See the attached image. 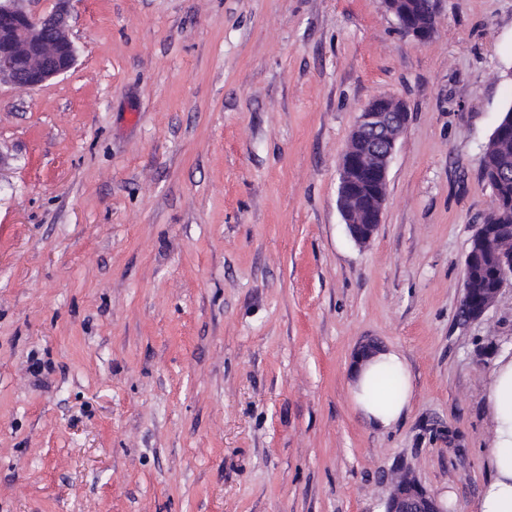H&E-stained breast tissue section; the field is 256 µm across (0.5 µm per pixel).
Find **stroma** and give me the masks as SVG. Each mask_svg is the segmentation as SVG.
Listing matches in <instances>:
<instances>
[{"mask_svg":"<svg viewBox=\"0 0 512 512\" xmlns=\"http://www.w3.org/2000/svg\"><path fill=\"white\" fill-rule=\"evenodd\" d=\"M68 28L66 75L0 84V512H383L400 465L473 512L512 286L457 312L512 0H441L424 44L380 0H69ZM377 95L410 118L362 248L339 162ZM365 338L412 380L384 432ZM393 370L399 375L401 385L395 397L397 377L389 374L382 379L385 372ZM350 392L357 410L369 426L375 430H387L403 416L408 408L413 386L409 379L402 357L394 350L381 349L380 352L356 366L352 373Z\"/></svg>","mask_w":512,"mask_h":512,"instance_id":"35a3bbf8","label":"stroma"}]
</instances>
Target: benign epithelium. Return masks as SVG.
<instances>
[{
	"label": "benign epithelium",
	"mask_w": 512,
	"mask_h": 512,
	"mask_svg": "<svg viewBox=\"0 0 512 512\" xmlns=\"http://www.w3.org/2000/svg\"><path fill=\"white\" fill-rule=\"evenodd\" d=\"M22 0H0V82L35 89L69 72L76 62V47L67 27L65 4L51 15L38 18L28 13ZM440 0H413L412 10L430 19L419 29L413 15L396 16L400 30L419 43L430 41ZM408 123L402 101L390 96L371 98L358 112L346 149L340 158L338 204L351 239L368 244L377 233L385 196L366 193V185L387 183L397 141ZM512 238V224H480L473 235L477 249L465 257V278L458 320L481 319L507 283H512V250L502 249L500 240ZM384 512H448L439 498L428 492L408 468H399Z\"/></svg>",
	"instance_id": "7a95c632"
}]
</instances>
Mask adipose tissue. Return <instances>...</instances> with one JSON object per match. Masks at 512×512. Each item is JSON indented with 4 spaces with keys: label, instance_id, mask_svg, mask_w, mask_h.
I'll list each match as a JSON object with an SVG mask.
<instances>
[{
    "label": "adipose tissue",
    "instance_id": "adipose-tissue-1",
    "mask_svg": "<svg viewBox=\"0 0 512 512\" xmlns=\"http://www.w3.org/2000/svg\"><path fill=\"white\" fill-rule=\"evenodd\" d=\"M390 370L398 373L401 382L394 395L382 382L384 373ZM350 392L367 424L383 431L403 416L413 386L402 357L396 351L383 349L354 368ZM487 398L494 422V446L487 456L493 477L482 489L477 512H512V359L498 363Z\"/></svg>",
    "mask_w": 512,
    "mask_h": 512
}]
</instances>
